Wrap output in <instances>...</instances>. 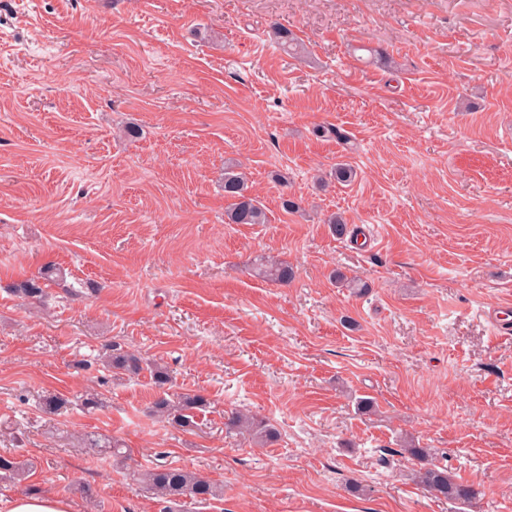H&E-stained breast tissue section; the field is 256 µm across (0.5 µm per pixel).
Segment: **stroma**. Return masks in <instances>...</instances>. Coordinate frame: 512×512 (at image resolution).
<instances>
[{
  "label": "stroma",
  "instance_id": "stroma-1",
  "mask_svg": "<svg viewBox=\"0 0 512 512\" xmlns=\"http://www.w3.org/2000/svg\"><path fill=\"white\" fill-rule=\"evenodd\" d=\"M230 159L267 223H225ZM268 256L291 282L256 276ZM48 264L65 277L41 300L14 293ZM495 306L512 311V0H0V454L34 464L0 497L163 512L139 475L167 465L224 488L178 512H512ZM113 342L209 399L193 431L149 415V373L98 365ZM48 394L67 407L45 414ZM235 407L276 440L226 433ZM113 437L126 462L89 445ZM411 439L473 505L410 480Z\"/></svg>",
  "mask_w": 512,
  "mask_h": 512
}]
</instances>
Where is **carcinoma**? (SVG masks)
Returning a JSON list of instances; mask_svg holds the SVG:
<instances>
[{
    "instance_id": "cac0c4a2",
    "label": "carcinoma",
    "mask_w": 512,
    "mask_h": 512,
    "mask_svg": "<svg viewBox=\"0 0 512 512\" xmlns=\"http://www.w3.org/2000/svg\"><path fill=\"white\" fill-rule=\"evenodd\" d=\"M224 197L231 200L225 210L226 223H267L265 210L256 197L250 194L246 175L234 164L224 167ZM56 273H58L57 269L46 266L40 272V276L20 283L15 288V292L25 298L38 300L43 295L40 280H47ZM258 274L268 281L282 285L294 278V270L291 266L272 258H267L260 264ZM100 362L104 369L115 375L135 378L147 371L156 386L162 388L170 383V375L166 367L127 351L115 343L105 348ZM208 405L209 400L200 393H182L176 396L165 393L153 400L151 411L155 417L172 427L191 431L195 427L194 411ZM224 427L229 433L247 434L258 446L265 445L274 437V431L264 420L241 409H234L224 414ZM402 451L420 462V467L413 471L412 478L421 489L436 498L465 505L472 503L479 496L480 491L475 485L456 478L448 472V468L433 463L431 449L418 448L410 443L404 446ZM31 467L32 463L27 460L0 455V478L5 480L21 481L25 479ZM144 480L154 495L174 505L183 498L206 501L221 494L220 488L214 483L203 479L193 471L178 467L159 465L145 473Z\"/></svg>"
}]
</instances>
